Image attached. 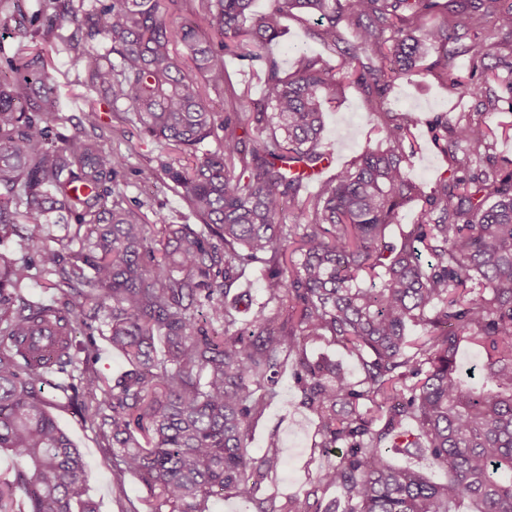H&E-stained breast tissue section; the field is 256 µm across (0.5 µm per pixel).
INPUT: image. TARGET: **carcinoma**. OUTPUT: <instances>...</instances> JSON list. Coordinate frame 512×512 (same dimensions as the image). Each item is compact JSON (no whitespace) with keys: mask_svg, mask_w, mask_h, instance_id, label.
Listing matches in <instances>:
<instances>
[{"mask_svg":"<svg viewBox=\"0 0 512 512\" xmlns=\"http://www.w3.org/2000/svg\"><path fill=\"white\" fill-rule=\"evenodd\" d=\"M48 2L53 12L30 23L51 33L67 20L81 32L66 39L81 85L187 157L160 174L199 223L170 224L156 211L150 220L143 204L124 205L125 158L104 134L86 132L99 128L96 109L83 113L85 127L51 141L48 121L69 122L50 81L52 57L35 51L0 68V243L27 225L20 255H0V448L29 466L0 479V512H97L82 455L45 410L47 370L29 362L39 336L58 337L50 369L65 379L55 389L89 393L80 411L112 441V476L137 475L150 512H206L217 490L254 502L256 512H311L309 496L329 487L344 512H512V171L490 155L495 129L466 113L450 125L439 113L431 122L438 147L464 144L479 162L440 177L410 228L389 242L386 230L413 191L405 143L417 119L382 111L391 82L430 52L448 68L459 29L496 18L506 39L478 53L499 55L512 38V0H270L257 18L253 0H198L192 23L173 18L183 0ZM295 10L331 49L342 20L354 26L348 65L300 52L283 77L265 60L264 93L249 112L267 135L248 149L239 98L224 100L217 123L174 49L219 85L223 54L273 41ZM436 14L437 25H421ZM24 18L21 0H0V29L25 38ZM101 38L104 50L94 45ZM342 79L380 114L384 145L365 148L304 198V174L324 159L325 96ZM451 86L492 104L482 81L456 77ZM219 128L224 143L201 150ZM286 200L304 223L283 222ZM290 246L299 260L286 258ZM34 257L49 302L22 295ZM251 266L264 275L266 299L242 330L225 299ZM98 321L132 366L113 382L95 368ZM78 325L88 336L77 346ZM413 326L422 331L416 340ZM318 340L346 348L360 378L309 359L306 347ZM464 345L487 355L479 387L462 377ZM290 357L302 404L317 418L315 447L336 460L308 497L278 505L256 499L249 480L282 466L279 440L270 437L260 458L247 443ZM413 448L427 449L446 481L388 459Z\"/></svg>","mask_w":512,"mask_h":512,"instance_id":"carcinoma-1","label":"carcinoma"}]
</instances>
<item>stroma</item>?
Returning <instances> with one entry per match:
<instances>
[{"instance_id": "35a3bbf8", "label": "stroma", "mask_w": 512, "mask_h": 512, "mask_svg": "<svg viewBox=\"0 0 512 512\" xmlns=\"http://www.w3.org/2000/svg\"><path fill=\"white\" fill-rule=\"evenodd\" d=\"M283 35L266 48L267 55L275 58L282 72H291L295 49L322 57L329 65L339 66L340 52L328 49L310 32L311 22L304 15L295 14L282 21ZM71 25L63 26L59 34L44 31L31 32L26 38L15 37L12 32L0 30V46L7 56L26 52L37 46L54 57L56 69L53 79L59 101L66 116L79 119L87 109L90 96L78 82L79 69L72 56L64 49L61 40L74 33ZM495 21H487L484 28L470 33L464 40L469 51L456 59L453 74L464 77L473 75L487 80L498 101L494 109L482 112L480 118L490 125L512 121V68L495 58H480L474 53L485 39H500ZM436 54L422 62L419 73L397 80L386 96L385 105L396 112H409L419 124L415 130L417 152L407 163L410 181L417 190L429 191L436 176L444 171H455L451 158L445 156L432 140L429 122L438 113H447L449 121H456L464 112H477L474 100L460 97L446 77L440 76L435 66ZM262 61L248 56H225L226 81L216 89H207L206 101L212 111L223 112L224 100L230 94L240 96L246 105L263 93ZM99 125L112 131V146L126 158L120 179L128 203L146 202L152 209L167 214L170 223L191 224L195 218L181 198L173 183L156 178L155 170L172 155L154 140L145 136L134 115L125 121L114 119L106 105L98 107ZM376 115L367 112L365 95L356 84H343L336 96L324 105V148L334 152L335 170L348 167L366 145L377 144L381 138L376 129ZM275 396L252 428L248 441L249 453L261 456L266 450L269 436H277L279 453L284 461L281 468L268 473L258 484L255 495L259 498H276L287 501L304 498L320 469L328 459L315 448L316 418L301 403L302 395L291 369H283L274 386ZM44 396L58 426L80 451L87 470V494L96 504L98 512H127L136 506L138 512H150L147 491L133 475L125 476L122 483H115L112 476V454L108 442L85 422L80 410L52 387H45Z\"/></svg>"}]
</instances>
